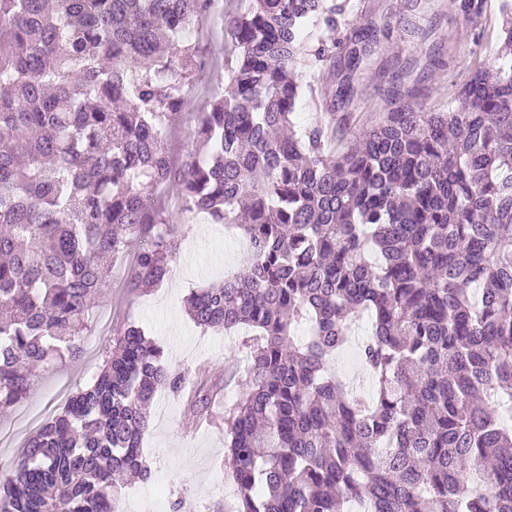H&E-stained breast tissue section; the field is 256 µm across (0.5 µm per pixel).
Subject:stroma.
Returning a JSON list of instances; mask_svg holds the SVG:
<instances>
[{"label": "stroma", "mask_w": 512, "mask_h": 512, "mask_svg": "<svg viewBox=\"0 0 512 512\" xmlns=\"http://www.w3.org/2000/svg\"><path fill=\"white\" fill-rule=\"evenodd\" d=\"M345 22L349 34L367 25L376 31L369 70L351 75L341 66L320 71L302 63L298 72L303 83L330 95L352 79L356 93L348 106L350 134L357 132L366 113L386 110L387 94L395 88L416 89L417 101L425 107L450 108L452 90L466 79L470 65H492L498 49L497 38L488 35L484 23L450 11L448 0H347ZM232 60L225 35L201 39L196 83L170 135L176 164L194 158L200 116ZM181 224L179 275L158 287L131 292L123 286L129 262L116 260L112 288L93 310L81 358L43 372L17 409L0 413V429L12 435L10 442L0 444V479L18 465L27 437L61 411L70 393L91 382L112 342V327L132 321L163 348L172 369L207 368L213 380L226 382L227 388L200 425L192 421L182 395L158 392L141 448L152 476L148 482L125 485L122 512H171L176 501L180 512H213L215 505H234L237 491L226 476L224 414L248 388L246 375L232 378L228 371L243 357L249 335L196 327L184 300L191 289L241 270L247 252L230 226L209 223L201 215L182 217Z\"/></svg>", "instance_id": "stroma-1"}]
</instances>
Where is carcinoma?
Returning a JSON list of instances; mask_svg holds the SVG:
<instances>
[{"label":"carcinoma","mask_w":512,"mask_h":512,"mask_svg":"<svg viewBox=\"0 0 512 512\" xmlns=\"http://www.w3.org/2000/svg\"><path fill=\"white\" fill-rule=\"evenodd\" d=\"M215 0H0V411L80 352L109 259L129 287L169 276L182 213L232 224L246 266L185 298L203 329L251 331L248 390L224 419L235 512H512V0L495 71L470 67L448 111L391 91L357 135L323 112L295 130L305 57L336 65L340 0H238L208 151L179 167L167 135L195 78L192 34ZM468 19L484 0H448ZM326 36L308 42L306 24ZM367 46L347 53L366 70ZM362 396L326 371L356 316ZM310 324L301 341L295 328ZM221 392L172 371L129 322L92 384L26 441L0 512H120L161 390Z\"/></svg>","instance_id":"carcinoma-1"}]
</instances>
